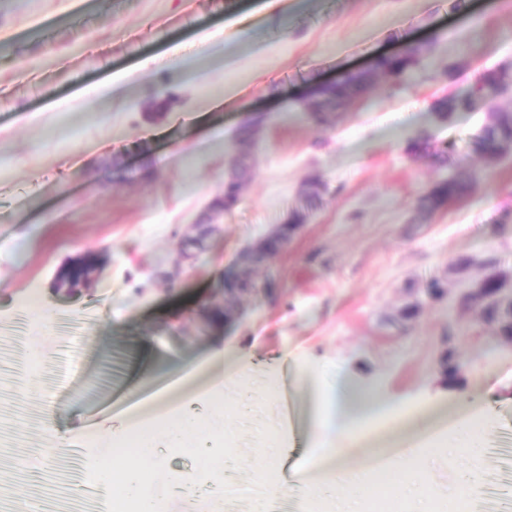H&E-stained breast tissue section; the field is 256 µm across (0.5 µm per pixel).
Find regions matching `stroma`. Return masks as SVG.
Segmentation results:
<instances>
[{"instance_id": "35a3bbf8", "label": "stroma", "mask_w": 512, "mask_h": 512, "mask_svg": "<svg viewBox=\"0 0 512 512\" xmlns=\"http://www.w3.org/2000/svg\"><path fill=\"white\" fill-rule=\"evenodd\" d=\"M261 2L0 0V336L23 339L0 364V454L17 461L0 467V512H50L77 488L110 512L116 486L93 474L111 464L100 441L129 435L118 403L165 360L206 356L198 388L223 377L225 358L243 368L203 419L224 427L215 451L188 462L155 448L167 512H211L220 468L224 512H375L366 491L306 485L324 444L313 409L342 374L414 410L494 382L474 424L486 450L467 507L512 512V339L473 297L490 275L512 296V151L472 150L489 113L512 112V86L445 121L433 110L483 71L512 77V0H278L271 12ZM417 44L431 53L407 79L373 75L327 123L309 119L314 86ZM144 63L145 79H131ZM100 82L118 89L89 94ZM161 99L163 114L149 112ZM246 125L251 180L204 249L179 260ZM421 134L432 154H409ZM438 153L460 159L473 189L423 218L418 198L446 174ZM311 180L324 186L321 207L252 267L254 291L224 297L244 251ZM89 254L104 260L91 285L56 291L59 272ZM50 421L64 442L47 455ZM421 468L425 489L403 512H441L460 473L443 451Z\"/></svg>"}]
</instances>
